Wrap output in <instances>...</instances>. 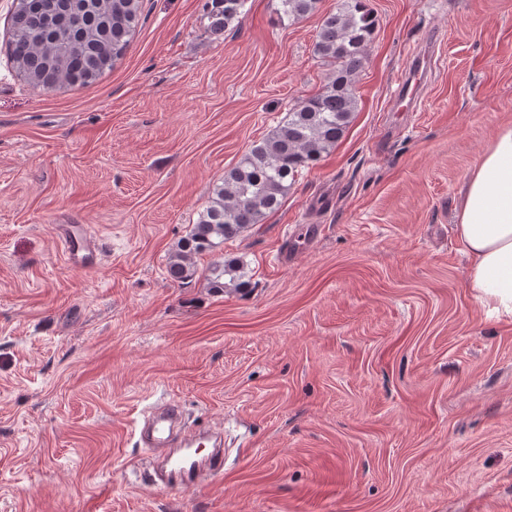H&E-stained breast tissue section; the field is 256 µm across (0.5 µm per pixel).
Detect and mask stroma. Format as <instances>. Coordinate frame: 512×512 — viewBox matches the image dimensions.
<instances>
[{
    "label": "stroma",
    "instance_id": "35a3bbf8",
    "mask_svg": "<svg viewBox=\"0 0 512 512\" xmlns=\"http://www.w3.org/2000/svg\"><path fill=\"white\" fill-rule=\"evenodd\" d=\"M246 0H143L96 83L14 71L0 0V512H512V318L467 286L454 223L469 172L512 123V0H369L358 110L283 206L214 251L250 285L166 273L226 170L317 93L322 19ZM431 44L416 111L394 109ZM81 224L99 265L71 268ZM304 224L321 227L310 245ZM181 406L224 429V471L149 486L132 434ZM216 30H225L242 14L246 0H210ZM421 58V51L412 55L409 60L407 69L404 75L398 82L396 90V98L398 101L409 100L412 102V109L414 108L421 84L418 85L417 74L421 67L417 66V60ZM413 83V85H412ZM57 234L67 262L84 270L93 269L98 262L99 248L81 224L58 225Z\"/></svg>",
    "mask_w": 512,
    "mask_h": 512
}]
</instances>
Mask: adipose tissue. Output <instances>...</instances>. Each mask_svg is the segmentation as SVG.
Returning a JSON list of instances; mask_svg holds the SVG:
<instances>
[{"label": "adipose tissue", "mask_w": 512, "mask_h": 512, "mask_svg": "<svg viewBox=\"0 0 512 512\" xmlns=\"http://www.w3.org/2000/svg\"><path fill=\"white\" fill-rule=\"evenodd\" d=\"M455 232L474 297L488 312L512 316V124L496 131L470 171Z\"/></svg>", "instance_id": "1"}]
</instances>
